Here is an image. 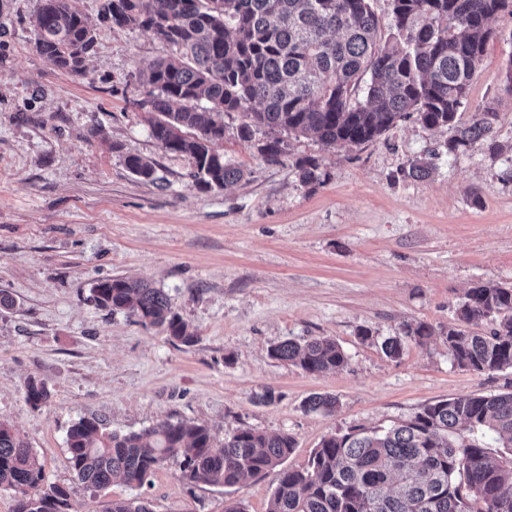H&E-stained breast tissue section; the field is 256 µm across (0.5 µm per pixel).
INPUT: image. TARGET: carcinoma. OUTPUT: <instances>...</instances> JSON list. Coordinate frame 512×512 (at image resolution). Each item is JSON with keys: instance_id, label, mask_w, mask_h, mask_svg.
Masks as SVG:
<instances>
[{"instance_id": "1", "label": "carcinoma", "mask_w": 512, "mask_h": 512, "mask_svg": "<svg viewBox=\"0 0 512 512\" xmlns=\"http://www.w3.org/2000/svg\"><path fill=\"white\" fill-rule=\"evenodd\" d=\"M504 11L512 12V0H391L385 40L370 0H106L100 16L119 27L150 30L175 48L147 67L151 135L166 152L186 157L197 187L211 191L244 177L214 149L224 138V116L233 112L241 115L244 139L268 130L313 134L333 148L359 146L413 117L427 129L448 131L450 157L478 141L491 157L499 156L493 104L466 122L461 116L495 36L490 21ZM34 26L39 53L61 70L84 74L95 33L74 0H43ZM261 152L276 162L284 141L274 137ZM127 166L145 179L154 173L139 156L129 157ZM90 300L164 327L183 343L195 340L167 295L144 281H100ZM483 323L489 331L471 332ZM430 336L429 325L407 324L402 335L382 343V351L397 359L407 341ZM446 342L462 369L512 368V287L479 282L470 288L448 324ZM269 354L316 375L348 363L327 337L287 340ZM25 396L37 407L49 391L30 378ZM335 408L336 398L327 395L306 402L313 412ZM487 437L501 451L490 452ZM67 445L76 479L100 491L117 477L141 486L167 461L184 479L233 487L278 469L295 439L244 428L217 452L201 425L163 421L120 434L100 419L81 418L68 430ZM43 481L44 465L0 423V492L12 497L13 512H67L68 490L45 489ZM106 512L151 510L129 498L112 501ZM268 512H512V392L442 400L386 429L325 437L305 467L279 469Z\"/></svg>"}]
</instances>
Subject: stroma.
Returning a JSON list of instances; mask_svg holds the SVG:
<instances>
[{
    "instance_id": "1",
    "label": "stroma",
    "mask_w": 512,
    "mask_h": 512,
    "mask_svg": "<svg viewBox=\"0 0 512 512\" xmlns=\"http://www.w3.org/2000/svg\"><path fill=\"white\" fill-rule=\"evenodd\" d=\"M102 0H78L96 35L84 75L53 66L35 49L40 0H0V421L67 488L69 512H104L139 496L152 512H267L277 471L233 487L191 483L176 464L134 489L113 480L87 490L67 457V433L100 418L119 433L162 421L206 426L214 448L237 430L296 440L284 465L305 467L319 442L353 429L391 426L442 399L512 392V368L477 374L453 366L445 333L478 282L512 286V14L490 22L491 39L471 83L463 119L494 102L496 138L450 158L432 177L411 162L445 133L400 122L362 146L330 148L290 136L280 162L224 119L218 150L245 171L221 190L194 185L187 159L151 136L141 73L172 49L142 29L99 21ZM154 165L132 174L126 159ZM313 161L320 179L303 183ZM116 277L162 289L197 339L184 344L124 312L97 308L92 284ZM431 326L400 358L382 342L408 323ZM334 339L345 368L311 375L270 356L292 339ZM45 382L35 407L24 384ZM315 394L334 413L306 410Z\"/></svg>"
}]
</instances>
